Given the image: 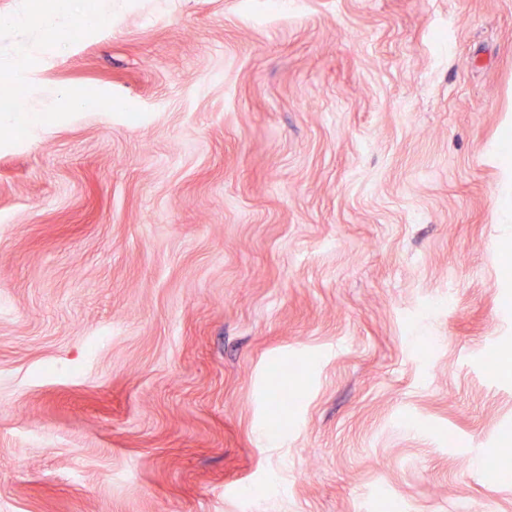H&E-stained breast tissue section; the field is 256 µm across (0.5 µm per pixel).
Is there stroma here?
<instances>
[{
  "instance_id": "1",
  "label": "stroma",
  "mask_w": 512,
  "mask_h": 512,
  "mask_svg": "<svg viewBox=\"0 0 512 512\" xmlns=\"http://www.w3.org/2000/svg\"><path fill=\"white\" fill-rule=\"evenodd\" d=\"M27 2L0 512H512V0ZM40 112L1 111L0 127L17 132H33L45 123Z\"/></svg>"
}]
</instances>
